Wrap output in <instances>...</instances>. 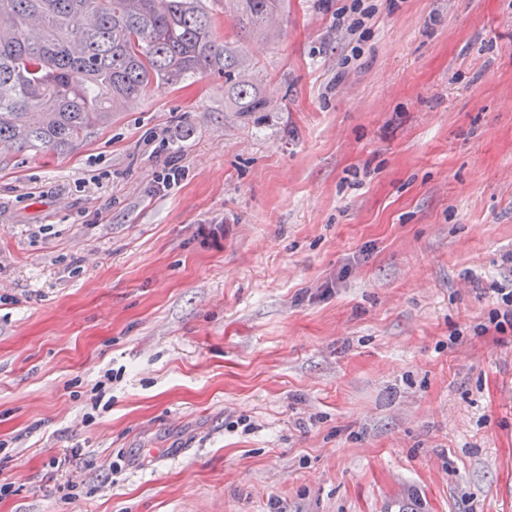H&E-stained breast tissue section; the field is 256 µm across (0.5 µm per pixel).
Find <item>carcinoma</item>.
<instances>
[{
  "instance_id": "1",
  "label": "carcinoma",
  "mask_w": 512,
  "mask_h": 512,
  "mask_svg": "<svg viewBox=\"0 0 512 512\" xmlns=\"http://www.w3.org/2000/svg\"><path fill=\"white\" fill-rule=\"evenodd\" d=\"M242 37L283 34L284 0H224ZM0 147L59 154L153 84L224 76V110L263 112L255 63L204 0H0Z\"/></svg>"
}]
</instances>
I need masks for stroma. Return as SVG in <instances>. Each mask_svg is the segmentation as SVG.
Segmentation results:
<instances>
[{
    "instance_id": "35a3bbf8",
    "label": "stroma",
    "mask_w": 512,
    "mask_h": 512,
    "mask_svg": "<svg viewBox=\"0 0 512 512\" xmlns=\"http://www.w3.org/2000/svg\"><path fill=\"white\" fill-rule=\"evenodd\" d=\"M349 2L0 153V512H512V0ZM366 0H351L341 12L336 13V31L346 34L351 40L358 42L364 37L366 22L377 13L375 4L365 3ZM501 304L492 314V322L496 331L504 332L507 327L512 329V280L506 284H500L495 288Z\"/></svg>"
}]
</instances>
